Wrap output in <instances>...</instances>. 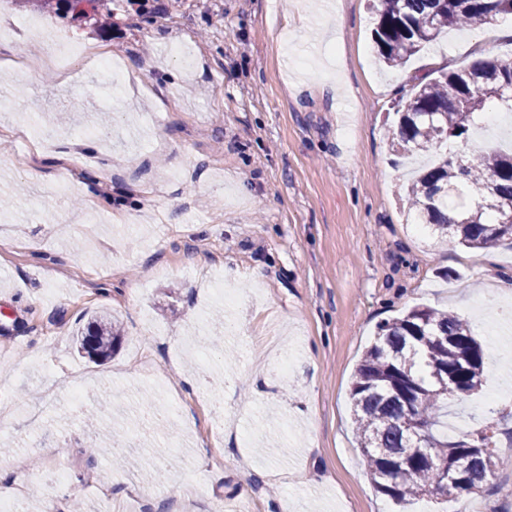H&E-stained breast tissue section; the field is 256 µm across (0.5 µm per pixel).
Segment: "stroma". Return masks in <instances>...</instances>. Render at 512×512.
I'll return each instance as SVG.
<instances>
[{
    "instance_id": "stroma-1",
    "label": "stroma",
    "mask_w": 512,
    "mask_h": 512,
    "mask_svg": "<svg viewBox=\"0 0 512 512\" xmlns=\"http://www.w3.org/2000/svg\"><path fill=\"white\" fill-rule=\"evenodd\" d=\"M112 25L55 0H0V472L39 462L16 498L70 512H454L373 487L350 388L377 325L416 305L454 311L485 351L479 392L448 401L488 425L497 461L477 512H512V245L433 246L399 199L421 160L393 152L414 78L460 71L512 36L449 32L390 70L373 0H182ZM81 55L68 76L29 46L30 20ZM122 61L121 87L87 54ZM74 189L55 197L61 178ZM112 313L123 341L95 363L76 336ZM116 395L131 461L88 459L84 412ZM169 427L136 424L145 403ZM69 460L67 483L50 464Z\"/></svg>"
}]
</instances>
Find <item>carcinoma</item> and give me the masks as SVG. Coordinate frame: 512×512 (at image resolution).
<instances>
[{"mask_svg":"<svg viewBox=\"0 0 512 512\" xmlns=\"http://www.w3.org/2000/svg\"><path fill=\"white\" fill-rule=\"evenodd\" d=\"M375 31L383 62L399 67L446 29L477 26L512 15V0H381ZM512 111V60H479L460 72L437 70L399 100L392 148L418 154L453 141L467 142L474 115L487 103ZM401 200L431 227L467 248L487 250L512 242V154L475 150L446 154L404 190ZM455 217H448V212ZM122 340L103 315L81 334L80 352L106 360ZM485 357L468 321L431 307H414L377 328L351 388L359 448L376 489L398 504L412 499L480 493L495 475L492 436L476 429L450 437L440 429L448 398L471 395L483 382ZM466 458L467 468L445 486L448 467Z\"/></svg>","mask_w":512,"mask_h":512,"instance_id":"1","label":"carcinoma"}]
</instances>
